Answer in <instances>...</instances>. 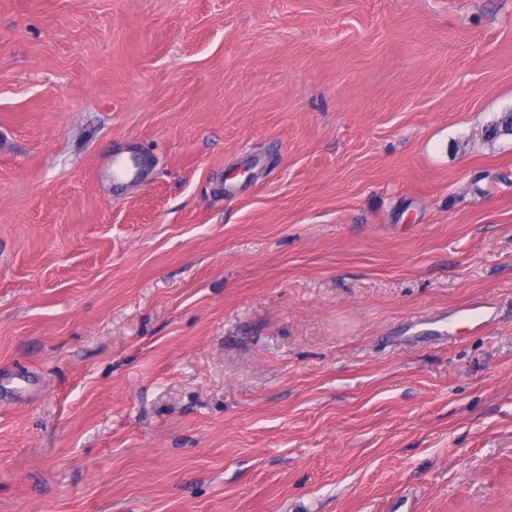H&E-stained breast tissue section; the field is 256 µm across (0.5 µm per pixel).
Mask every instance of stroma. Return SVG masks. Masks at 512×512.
<instances>
[{
  "label": "stroma",
  "mask_w": 512,
  "mask_h": 512,
  "mask_svg": "<svg viewBox=\"0 0 512 512\" xmlns=\"http://www.w3.org/2000/svg\"><path fill=\"white\" fill-rule=\"evenodd\" d=\"M510 110L512 0H0V512H512ZM151 167L150 156L133 148L112 155V177L117 181L145 182L150 177Z\"/></svg>",
  "instance_id": "stroma-1"
}]
</instances>
